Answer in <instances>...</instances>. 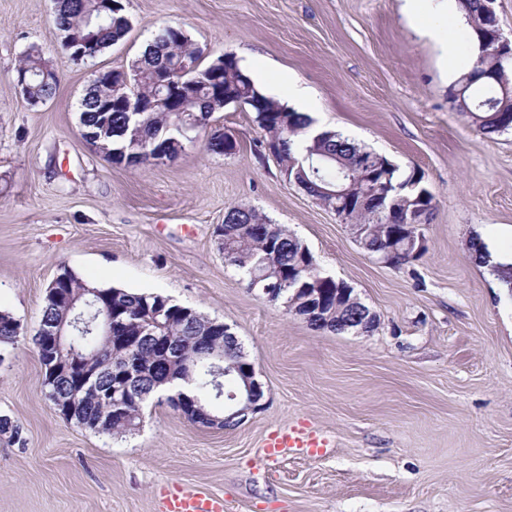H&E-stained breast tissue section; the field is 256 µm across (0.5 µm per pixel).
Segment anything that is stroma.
<instances>
[{"mask_svg":"<svg viewBox=\"0 0 512 512\" xmlns=\"http://www.w3.org/2000/svg\"><path fill=\"white\" fill-rule=\"evenodd\" d=\"M403 0H126L132 29L100 56L56 51L53 0H0V309L23 336L0 363V512H160L168 485L215 494L224 512H512V130L477 133L452 109L433 41ZM180 24L206 59L234 54L257 87L307 86L318 127L418 170L435 196L415 261L381 263L349 226L282 176L251 113L229 105L211 130L232 155L195 145L132 169L81 136L78 102L100 69H124L154 32ZM43 47L60 83L31 107L19 55ZM234 206L288 227L319 270L376 314L367 335L321 333L258 296L215 234ZM79 277L160 293L223 322L265 398L237 427L188 422L151 402L139 431L67 422L43 393L30 339L45 291ZM326 438L321 454L270 463L268 434Z\"/></svg>","mask_w":512,"mask_h":512,"instance_id":"obj_1","label":"stroma"}]
</instances>
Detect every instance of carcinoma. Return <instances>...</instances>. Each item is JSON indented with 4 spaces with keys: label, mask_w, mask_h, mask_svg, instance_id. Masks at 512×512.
Listing matches in <instances>:
<instances>
[{
    "label": "carcinoma",
    "mask_w": 512,
    "mask_h": 512,
    "mask_svg": "<svg viewBox=\"0 0 512 512\" xmlns=\"http://www.w3.org/2000/svg\"><path fill=\"white\" fill-rule=\"evenodd\" d=\"M472 31L482 29L492 22L486 16V0H458ZM53 23L62 35L73 39L92 38L99 50H104L123 40L131 30V20L125 9L106 12L102 10L100 0H56L53 11ZM195 62L199 70L206 71L210 64L204 62L203 51L183 32L179 25H166L157 30L151 42L131 62L129 68L135 71L138 89L146 96H154L155 107L142 119L146 125V140L141 159L133 166L141 167L153 163L156 153L171 148V142L179 140L187 143L183 128L188 119L200 120L209 124L216 112L223 111L218 103V95L230 99L244 100L246 111L254 114V122L268 136V140L279 144L277 162L285 178L304 188L320 202L329 196L322 190L336 186L343 181L344 171L350 169L356 173L366 171L365 162L375 152L368 151L348 138L332 131L311 132V118L289 111L277 100L262 93L240 67L233 54L224 55V74L214 83L202 77L182 103V110L171 111L161 98L158 82L164 75L182 69L184 62ZM494 63L499 80L487 84L479 82L472 85L464 83V75H459L448 88L454 95L457 109L468 114L472 126L482 135L489 136L512 127V97L502 93L501 84L512 87V58L494 55L488 58ZM16 71L32 76L29 81L27 102L38 105L52 99L59 86V75L48 64L45 52L39 45L28 46L21 54ZM111 87L105 83H92L79 104V125L83 128L101 129L108 124L112 134L105 135L97 142V149L105 157L124 146L119 131L126 119V113L119 102H112L110 110L101 111L100 103L108 100ZM389 183L404 188L415 185L414 190L405 191L406 195L418 194L427 210L434 208V195L423 184V175L414 172L407 176L400 172L399 166L390 165L385 159ZM380 206L363 212L351 210L344 217L350 224H366L372 228L366 236L364 248L379 254L389 247L387 234L375 231L377 225L398 227L409 218L403 209L384 210L377 215ZM267 224V219L258 211L249 207H233L224 215V224L238 228L243 224ZM302 243L282 224H268V236L257 239L244 237L236 232L230 238L220 242L224 261L249 276L262 277L283 288L284 301L294 300L296 289L303 283L318 281V287L324 289L325 303L314 318L308 321L311 328L330 333L343 332V313L336 311V280L323 275L315 259L305 261L301 253ZM112 306L113 324L124 326L127 333L135 339V356L148 364L149 372L141 380V389L152 394L158 382L168 376L180 379L193 387L194 397L203 401L215 389L212 363L227 355L237 364L248 363L241 343L224 346V341L205 339L212 319L198 310L186 313L187 307L175 302L168 296L158 293H141L122 288L99 290ZM71 312L63 303H44L40 323H59L70 321ZM169 337L175 359L166 360L158 353V341L148 336L149 332ZM21 336V325L8 311H0V348L15 346ZM64 345L86 356L97 369L100 385L107 390L112 387V366L106 338L97 335L91 325L66 326ZM44 394L53 404L58 405L66 397V383H43ZM101 405L95 398L81 402L77 410L70 414L61 412L68 422L80 428L109 435L133 434L140 429L143 419V401L129 400L112 411L107 421L95 425L101 416Z\"/></svg>",
    "instance_id": "carcinoma-1"
}]
</instances>
